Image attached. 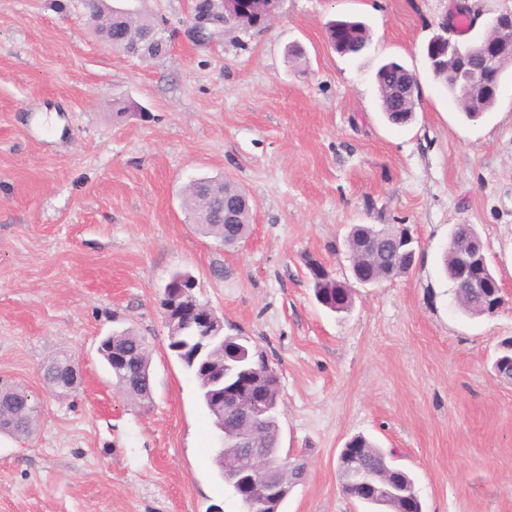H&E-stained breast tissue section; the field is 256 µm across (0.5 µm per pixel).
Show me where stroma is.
Masks as SVG:
<instances>
[{"instance_id": "stroma-1", "label": "stroma", "mask_w": 512, "mask_h": 512, "mask_svg": "<svg viewBox=\"0 0 512 512\" xmlns=\"http://www.w3.org/2000/svg\"><path fill=\"white\" fill-rule=\"evenodd\" d=\"M199 0H110L164 22L169 52L107 48L80 0H0V385L24 388L36 431L0 434V512H243L198 383L168 348L163 289L197 294L280 378V451L306 475L281 512H363L337 457L361 434L408 471L423 512H512V383L493 363L512 338V63L491 111L466 119L426 48L451 0H280L266 27L186 24ZM370 35L359 56L333 19ZM415 72L413 122L386 123L375 73ZM56 113L45 135L38 118ZM218 177L252 199L232 247L196 231L186 185ZM354 224H406L415 266L319 305L306 265L349 278ZM456 224L475 225L504 303L458 306L443 272ZM125 328L149 345L152 399L116 392L98 353ZM82 373L57 396L44 368ZM326 38L341 54H357L365 48L368 41L363 25L351 20L332 21L327 26Z\"/></svg>"}]
</instances>
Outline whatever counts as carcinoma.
I'll list each match as a JSON object with an SVG mask.
<instances>
[{
    "label": "carcinoma",
    "instance_id": "obj_1",
    "mask_svg": "<svg viewBox=\"0 0 512 512\" xmlns=\"http://www.w3.org/2000/svg\"><path fill=\"white\" fill-rule=\"evenodd\" d=\"M95 29L112 35L113 42L120 46L128 42L127 33L135 30L141 33L142 49L152 59L161 58L168 52V45L154 43L149 40L150 34L159 24L150 16L125 17L120 10L112 11V20L102 17L97 0H86ZM268 2L258 0L252 16L237 22L245 28L261 25L266 20ZM328 43L341 54H357L368 41L363 25L357 21L338 20L327 26ZM440 56L437 61L430 62V69L435 80L447 91L448 96L457 99L453 80V65L446 60L444 48L430 51V56ZM399 63L391 61L382 64L376 73L380 90V107L388 121L392 124L408 122L415 112L417 98L403 101L394 100L389 92L390 83L399 77L396 69ZM495 99L488 98L477 104H460L462 113L469 119H475L494 107ZM247 195L237 185L219 178H202L191 182L185 189L183 207L189 219L205 235L213 237L223 245H233L246 238L251 226V208L246 203ZM232 207L237 215V223H224V210ZM404 231V226L395 224H356L348 236L349 248L361 252L358 265L363 271L383 282L396 278L412 268L415 262L413 255L397 253L392 243ZM478 237L471 224H456L450 233L448 250L444 257L446 276L451 283L454 296L461 309L471 317L492 315L487 308L486 299L472 293H464L465 285L457 279L456 269L461 249L468 240ZM168 328L169 349H177L176 358L185 369L197 380L201 401L213 419L217 429H224L231 436L224 438V445L216 456L219 471H224V462H238L242 459L243 449L240 448L238 436L248 438L258 435L264 438L267 445L278 447L279 422L278 407L280 386L267 385L264 389L265 403L268 413L258 421L250 424L243 413L224 407V414H219L209 401V393L223 385H229L240 377L251 375L254 367L256 346L250 343L224 338L220 341H207L197 321L193 317L185 318L175 315L166 322ZM103 358L109 360V350L120 347L131 355L136 363L135 371L126 376L113 371L115 386L130 398L148 401L151 396L150 358L145 339L130 329L116 332L107 337L102 344ZM494 368L498 376L512 381V340L501 343L499 356ZM36 407L29 394L20 388H6L0 391V433L25 435L34 429ZM367 470L381 487H389L391 494H381L363 498L352 491L346 495L367 507V512H398L402 508V498L415 491L414 479L411 475L392 465L390 457L370 439L363 435L351 438L340 455V468L345 469L352 462ZM306 473L305 464L287 463L281 469L283 488L303 480Z\"/></svg>",
    "mask_w": 512,
    "mask_h": 512
}]
</instances>
